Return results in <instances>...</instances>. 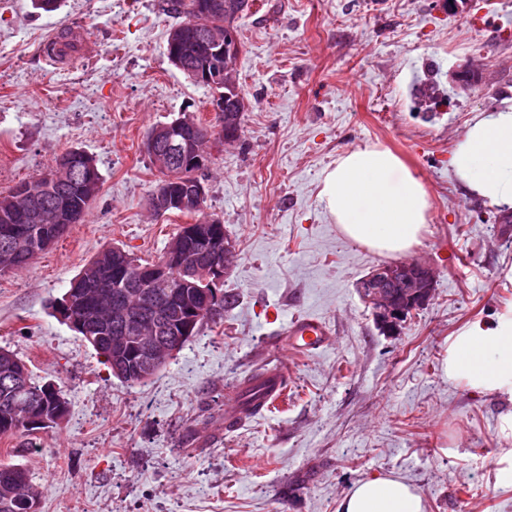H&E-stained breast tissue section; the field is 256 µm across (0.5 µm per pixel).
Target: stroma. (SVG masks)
Here are the masks:
<instances>
[{
  "label": "stroma",
  "instance_id": "1",
  "mask_svg": "<svg viewBox=\"0 0 512 512\" xmlns=\"http://www.w3.org/2000/svg\"><path fill=\"white\" fill-rule=\"evenodd\" d=\"M178 21L164 0H65L54 13L0 0V194L71 148L103 176L83 221L0 274V348L69 402L33 443L0 437L39 512H336L355 482L387 472L420 489L426 512H512L497 478L512 402L440 371L449 337L512 311L501 211L450 166L472 117L512 99V0H254L236 22L241 139L199 175L206 215L239 251L222 285L239 304L130 387L49 304L101 248L153 262L185 222L150 210L161 174L143 147L181 114L214 121L209 89L167 57ZM65 28L79 49L57 58L48 47ZM473 68L481 81L458 91L451 73ZM374 144L425 187L428 226L409 256L438 273L395 335L356 289L383 255L343 238L318 199L326 167ZM297 314L327 322L324 353L287 354L281 331ZM280 361L287 403L225 428L226 394Z\"/></svg>",
  "mask_w": 512,
  "mask_h": 512
}]
</instances>
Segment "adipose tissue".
I'll list each match as a JSON object with an SVG mask.
<instances>
[{
  "label": "adipose tissue",
  "mask_w": 512,
  "mask_h": 512,
  "mask_svg": "<svg viewBox=\"0 0 512 512\" xmlns=\"http://www.w3.org/2000/svg\"><path fill=\"white\" fill-rule=\"evenodd\" d=\"M450 164L484 203L512 209V102L468 123ZM319 199L341 234L382 255L408 253L426 227L427 193L391 150L371 145L328 166ZM443 375L479 393L512 396V314L463 327L449 342ZM337 512H426L422 493L391 474L356 482Z\"/></svg>",
  "instance_id": "adipose-tissue-1"
}]
</instances>
